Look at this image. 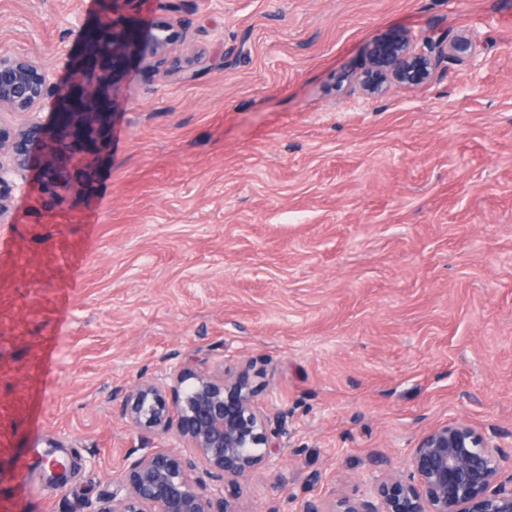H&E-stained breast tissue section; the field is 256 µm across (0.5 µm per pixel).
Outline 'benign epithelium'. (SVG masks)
Returning <instances> with one entry per match:
<instances>
[{"label": "benign epithelium", "instance_id": "obj_1", "mask_svg": "<svg viewBox=\"0 0 512 512\" xmlns=\"http://www.w3.org/2000/svg\"><path fill=\"white\" fill-rule=\"evenodd\" d=\"M123 2L112 0V17L93 37L96 49L114 58L151 54L167 63V32L184 21L160 25L144 40L121 17ZM450 51L472 57L475 45L468 38L450 45L422 32L393 31L369 47V67L360 83L369 96L383 93L390 81L419 86ZM64 100V86L53 72L21 55H0V105L27 117L16 136L0 126V221L7 213L5 199L23 189L15 177L27 168L34 148H44V176L50 186H67L77 174L65 138L55 144L47 140L46 125L38 120L46 106ZM55 116L60 123L90 128L98 113ZM170 375L175 385L168 391L149 382L124 395L119 416L140 431L174 433L190 442L195 454L159 449L139 458L109 495L87 502L84 512H237L241 483L284 451L281 438L288 429L283 416L255 407L245 375L213 378L188 365L173 367ZM505 437L497 430L479 433L464 421L438 426L412 449L408 478H388L380 471L366 482L364 498L345 504L340 512H512V476L500 480L509 459L499 443ZM199 469L208 480L196 476Z\"/></svg>", "mask_w": 512, "mask_h": 512}]
</instances>
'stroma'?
I'll return each instance as SVG.
<instances>
[{"label":"stroma","instance_id":"1","mask_svg":"<svg viewBox=\"0 0 512 512\" xmlns=\"http://www.w3.org/2000/svg\"><path fill=\"white\" fill-rule=\"evenodd\" d=\"M111 12L0 0V55L104 113L71 184L34 160L0 223V512H82L190 454L117 413L179 364L247 371L287 420L238 512L361 496L445 423L512 432V0H126L136 28L187 23L150 78L91 46ZM391 29L479 55L365 97Z\"/></svg>","mask_w":512,"mask_h":512}]
</instances>
